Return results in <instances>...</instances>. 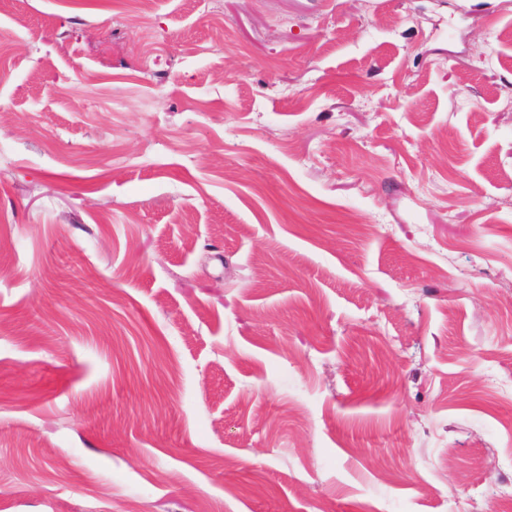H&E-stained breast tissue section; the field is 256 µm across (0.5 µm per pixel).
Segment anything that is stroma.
<instances>
[{
	"instance_id": "1",
	"label": "stroma",
	"mask_w": 512,
	"mask_h": 512,
	"mask_svg": "<svg viewBox=\"0 0 512 512\" xmlns=\"http://www.w3.org/2000/svg\"><path fill=\"white\" fill-rule=\"evenodd\" d=\"M0 512H500L512 0H12Z\"/></svg>"
}]
</instances>
